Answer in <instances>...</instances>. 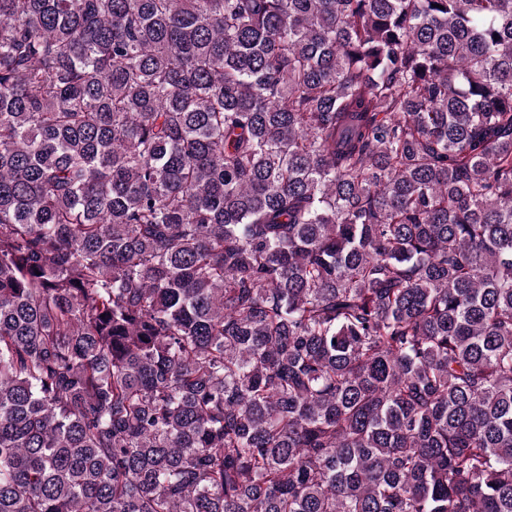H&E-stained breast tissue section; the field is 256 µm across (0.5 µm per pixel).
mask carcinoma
Returning a JSON list of instances; mask_svg holds the SVG:
<instances>
[{"mask_svg":"<svg viewBox=\"0 0 512 512\" xmlns=\"http://www.w3.org/2000/svg\"><path fill=\"white\" fill-rule=\"evenodd\" d=\"M0 512H512V0H0Z\"/></svg>","mask_w":512,"mask_h":512,"instance_id":"1","label":"carcinoma"}]
</instances>
